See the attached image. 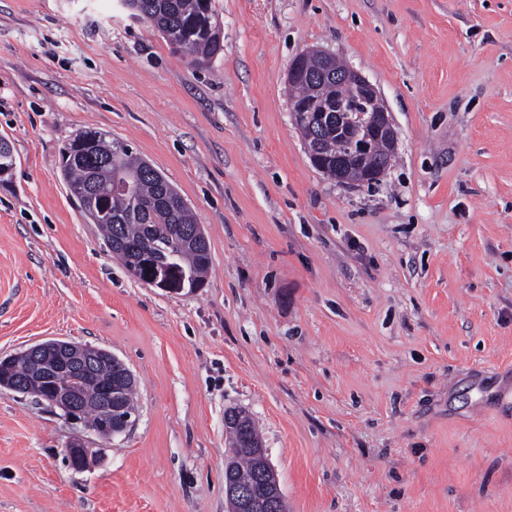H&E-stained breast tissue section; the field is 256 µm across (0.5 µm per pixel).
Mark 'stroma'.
<instances>
[{
    "instance_id": "obj_1",
    "label": "stroma",
    "mask_w": 512,
    "mask_h": 512,
    "mask_svg": "<svg viewBox=\"0 0 512 512\" xmlns=\"http://www.w3.org/2000/svg\"><path fill=\"white\" fill-rule=\"evenodd\" d=\"M198 66L119 0H0V356L49 339L134 373L105 442L0 390V512H227V410L286 512H512V0H213ZM379 90L395 160L370 185L311 163L292 60ZM149 160L212 265L133 277L60 173L83 130ZM100 451L84 470L64 448Z\"/></svg>"
}]
</instances>
